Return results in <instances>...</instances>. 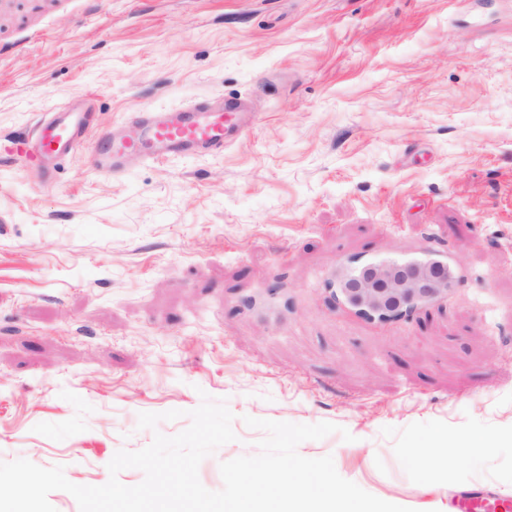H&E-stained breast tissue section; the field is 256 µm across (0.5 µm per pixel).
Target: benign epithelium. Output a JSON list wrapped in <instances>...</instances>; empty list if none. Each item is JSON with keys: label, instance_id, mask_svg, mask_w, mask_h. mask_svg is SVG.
Instances as JSON below:
<instances>
[{"label": "benign epithelium", "instance_id": "benign-epithelium-1", "mask_svg": "<svg viewBox=\"0 0 512 512\" xmlns=\"http://www.w3.org/2000/svg\"><path fill=\"white\" fill-rule=\"evenodd\" d=\"M453 284L448 266L438 261L409 266L380 262L364 266L342 292L365 316L388 319L447 296Z\"/></svg>", "mask_w": 512, "mask_h": 512}]
</instances>
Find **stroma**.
I'll return each mask as SVG.
<instances>
[{
    "instance_id": "35a3bbf8",
    "label": "stroma",
    "mask_w": 512,
    "mask_h": 512,
    "mask_svg": "<svg viewBox=\"0 0 512 512\" xmlns=\"http://www.w3.org/2000/svg\"><path fill=\"white\" fill-rule=\"evenodd\" d=\"M77 96L94 121L52 186L0 160V461L100 486L206 395L237 435L209 490L258 453L251 416L348 430L298 452L414 512L512 500V0H0V138ZM210 96L252 103L223 154L95 166L134 113ZM425 256L455 285L407 315L335 294ZM473 429L499 449L464 455Z\"/></svg>"
}]
</instances>
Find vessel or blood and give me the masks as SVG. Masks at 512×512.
Wrapping results in <instances>:
<instances>
[{
  "instance_id": "1",
  "label": "vessel or blood",
  "mask_w": 512,
  "mask_h": 512,
  "mask_svg": "<svg viewBox=\"0 0 512 512\" xmlns=\"http://www.w3.org/2000/svg\"><path fill=\"white\" fill-rule=\"evenodd\" d=\"M245 125L243 113L231 106L182 107L145 120L136 137L101 138L95 161L99 167L116 173L129 157L155 160L191 152L216 155L223 153ZM89 127V115L75 112L42 124L36 142L13 137L8 143H0V152L24 161L41 183L48 184L56 163L69 158L81 146Z\"/></svg>"
}]
</instances>
